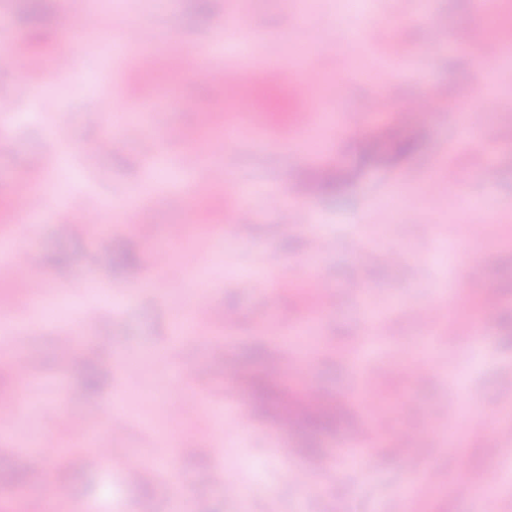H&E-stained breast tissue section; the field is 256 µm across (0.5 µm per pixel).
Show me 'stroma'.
<instances>
[{"instance_id":"1","label":"stroma","mask_w":512,"mask_h":512,"mask_svg":"<svg viewBox=\"0 0 512 512\" xmlns=\"http://www.w3.org/2000/svg\"><path fill=\"white\" fill-rule=\"evenodd\" d=\"M90 7L108 33L139 20L153 27L159 66L139 96L126 87L134 47H113L103 71L75 44L69 17ZM249 14L231 22L232 0H46L37 20L29 0H0V41L42 45L33 71L0 55V97L13 102L0 134V239L35 255L29 276L45 285L36 298L10 283L14 306L0 317V337L11 339L0 383L24 405L0 429V512H174L180 499L204 512H480L453 486L457 472L477 489L512 469V139L489 136L512 131V61L421 50L424 21L450 31L499 22L505 0L493 14L476 0H312L306 9L300 0H250ZM255 27L254 76L272 68L288 79L327 75L316 106L321 149L308 146V129L258 108L237 111L213 80L212 71L240 67L239 48ZM355 33L365 39L357 54L348 49ZM324 38L334 54L315 51ZM200 42L210 46V72L167 67ZM56 51L70 54L69 70L56 71ZM379 91L396 95L393 109L349 127ZM470 108L481 111L484 133H465L460 115ZM194 126L199 169L158 179L143 157L146 139L158 141L174 170L187 149L180 134ZM106 136L113 150H97ZM36 158L57 191L31 217L18 205ZM332 171L336 189L309 196L306 225L284 227L263 198L267 186L289 191L299 176ZM243 186L251 198L241 199ZM403 186L410 193L397 211L389 201ZM134 195L143 224L85 228L84 210L106 215ZM243 204L250 219L239 230L233 220ZM419 220L427 234L415 232ZM173 224L184 228L180 240L168 236ZM473 224L483 225L484 239L463 267ZM314 229L326 250L311 251ZM162 250L183 265L180 278L158 274ZM391 251L405 261L387 262ZM290 265L312 266L314 282H277V269ZM316 282L331 291L319 305ZM444 293L458 301L447 317L428 326L412 317ZM200 303L213 308V323L177 339L178 316ZM308 324L319 344L283 364V397L315 388L347 403L345 422L311 441L270 415L237 426L235 410L250 406V377L294 352ZM64 336L74 338L76 358L96 361V394L61 360ZM424 353L431 368L420 380L411 367ZM188 393L198 410L173 423L171 406ZM472 403L502 434L500 448L489 447L482 426L461 430L452 450L432 430ZM61 407L119 458L99 468L52 460L19 487L24 457L44 440L79 443L59 422ZM114 407L125 419L118 434L109 426ZM410 421L423 432L405 443L401 427ZM284 448L294 451L286 460ZM355 455L361 466H351ZM317 457L324 470L313 467ZM414 475L429 490L406 505L400 493Z\"/></svg>"}]
</instances>
